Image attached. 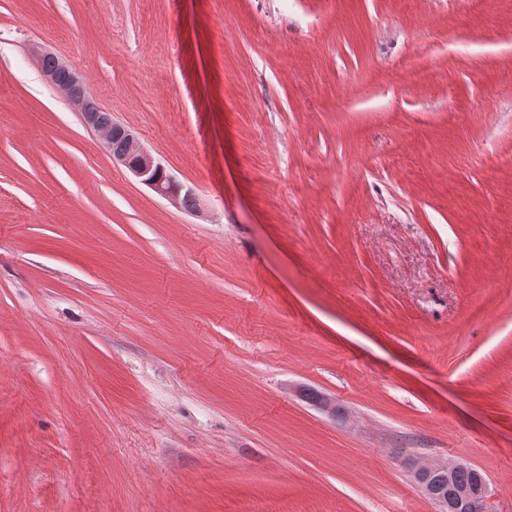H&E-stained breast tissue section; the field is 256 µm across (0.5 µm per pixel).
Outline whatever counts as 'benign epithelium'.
<instances>
[{
  "label": "benign epithelium",
  "instance_id": "benign-epithelium-1",
  "mask_svg": "<svg viewBox=\"0 0 512 512\" xmlns=\"http://www.w3.org/2000/svg\"><path fill=\"white\" fill-rule=\"evenodd\" d=\"M49 57H51L49 53H35V59L44 76L72 102L82 105L85 93V84L82 79L59 60L55 61L54 69H47L44 62ZM81 114L85 124L98 134L105 147L112 148V143L116 141L123 143V150L112 154V160L126 168L144 185L180 207L183 206V198L194 195L191 188L177 181L158 159L145 150L131 129L112 120L111 112L103 109L96 112L83 110ZM464 465L465 462L459 460L436 462L414 471L416 482L422 486L428 499L435 504L436 512H448V497L438 496L425 487L426 475L432 471H445L451 475Z\"/></svg>",
  "mask_w": 512,
  "mask_h": 512
}]
</instances>
